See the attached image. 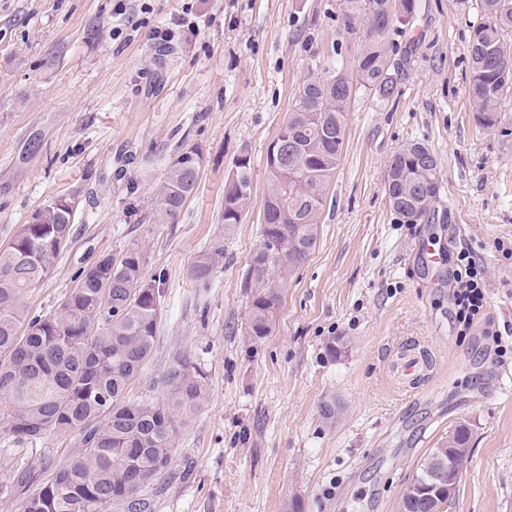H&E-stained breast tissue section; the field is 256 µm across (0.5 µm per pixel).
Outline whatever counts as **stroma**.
<instances>
[{
    "instance_id": "stroma-1",
    "label": "stroma",
    "mask_w": 512,
    "mask_h": 512,
    "mask_svg": "<svg viewBox=\"0 0 512 512\" xmlns=\"http://www.w3.org/2000/svg\"><path fill=\"white\" fill-rule=\"evenodd\" d=\"M416 5L394 56L399 93L349 101L316 246L271 335L252 345L244 277L267 148L313 61L332 51L340 0H0V248L49 199L78 202L69 247L28 293L29 312L57 307L98 257L140 246L164 304L129 398L158 396L178 355L206 376L149 488L152 512H399L421 459L459 424L470 463L448 512H512V93L499 108L508 136L480 128L467 93L477 14L463 0ZM158 27L173 30L169 45L151 40ZM411 141L440 168L419 224L395 218L384 187L391 155ZM191 146L204 158L198 188L160 222L168 167ZM243 154L251 201L228 236L224 182ZM220 237L224 258L200 284L191 270ZM431 251L445 264L431 265ZM462 251L485 271L484 309L464 334L449 286ZM338 338L348 349L330 356ZM410 348L429 365L405 389L397 364ZM78 451L72 434L21 448L0 434V512H18V468L50 471Z\"/></svg>"
}]
</instances>
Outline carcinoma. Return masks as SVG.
Segmentation results:
<instances>
[{
  "label": "carcinoma",
  "instance_id": "1",
  "mask_svg": "<svg viewBox=\"0 0 512 512\" xmlns=\"http://www.w3.org/2000/svg\"><path fill=\"white\" fill-rule=\"evenodd\" d=\"M483 21L472 27L468 96L477 125L512 135L501 124L499 106L512 91V53L503 42L512 31V0H479ZM415 0H342L332 44L335 60L311 67L277 139L282 165L266 164L269 190L260 224V244L251 257L245 338L254 344L273 331L288 282L306 263L317 235L326 190L339 164L346 106L358 87L388 101L398 94L397 66L390 55L396 36L412 24ZM357 40L353 81L336 78L343 69L342 45ZM224 183V235L249 205L250 159H236ZM439 164L419 142L390 157L385 195L395 214L415 208L428 214L436 198ZM193 163L171 164L159 193V215L173 218L197 190ZM35 210L0 249V433L24 446L47 434L75 433L81 453L36 484L32 471L14 474L22 495L19 512H151L130 461L155 476L167 468L186 419L200 406L204 373L187 356L163 373V394L152 401L128 398V388L147 363L156 342L161 295L145 273V254L135 245L82 270L68 297L51 314L29 315L24 298L53 273L72 239L68 198ZM224 257V239L212 242L192 268L208 283ZM469 432L457 425L420 461L402 494L400 512H444L448 498L415 495L412 488L448 460L467 469Z\"/></svg>",
  "mask_w": 512,
  "mask_h": 512
}]
</instances>
